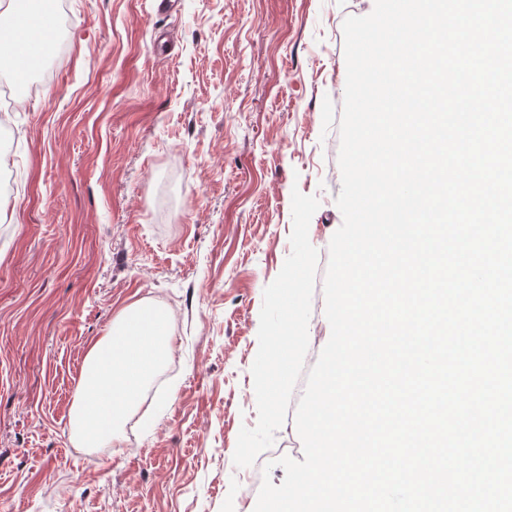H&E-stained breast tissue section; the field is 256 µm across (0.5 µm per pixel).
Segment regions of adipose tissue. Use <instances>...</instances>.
I'll return each instance as SVG.
<instances>
[{
  "label": "adipose tissue",
  "mask_w": 512,
  "mask_h": 512,
  "mask_svg": "<svg viewBox=\"0 0 512 512\" xmlns=\"http://www.w3.org/2000/svg\"><path fill=\"white\" fill-rule=\"evenodd\" d=\"M41 0H11L0 13V57L13 66L40 58L42 40L53 32ZM169 309L137 301L122 309L106 336L86 353L72 415L83 448L115 447L142 392L171 354Z\"/></svg>",
  "instance_id": "ef3b65f1"
}]
</instances>
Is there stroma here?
<instances>
[{
    "label": "stroma",
    "instance_id": "obj_1",
    "mask_svg": "<svg viewBox=\"0 0 512 512\" xmlns=\"http://www.w3.org/2000/svg\"><path fill=\"white\" fill-rule=\"evenodd\" d=\"M374 0H57L0 162V512H254L241 427L293 191L343 222V23ZM171 307L135 444L76 447L84 356L127 305Z\"/></svg>",
    "mask_w": 512,
    "mask_h": 512
}]
</instances>
